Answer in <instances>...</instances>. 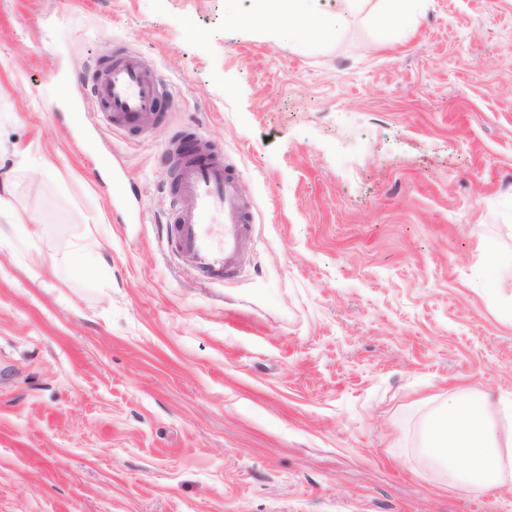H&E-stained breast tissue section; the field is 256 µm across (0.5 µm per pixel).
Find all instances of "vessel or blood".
<instances>
[{
    "instance_id": "b4317fda",
    "label": "vessel or blood",
    "mask_w": 512,
    "mask_h": 512,
    "mask_svg": "<svg viewBox=\"0 0 512 512\" xmlns=\"http://www.w3.org/2000/svg\"><path fill=\"white\" fill-rule=\"evenodd\" d=\"M161 77L131 55L95 66L91 101L115 129L144 132L159 110ZM175 168L167 237L197 272L223 281L239 266L240 248L252 215L240 196L238 174L217 147L202 144L192 132L166 146Z\"/></svg>"
}]
</instances>
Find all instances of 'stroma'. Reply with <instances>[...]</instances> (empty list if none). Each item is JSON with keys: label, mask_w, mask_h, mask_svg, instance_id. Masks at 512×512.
<instances>
[{"label": "stroma", "mask_w": 512, "mask_h": 512, "mask_svg": "<svg viewBox=\"0 0 512 512\" xmlns=\"http://www.w3.org/2000/svg\"><path fill=\"white\" fill-rule=\"evenodd\" d=\"M300 38L256 0H0V512H512L421 448L449 397L512 401V0H386ZM167 92L106 128L95 64ZM252 214L212 283L163 232L182 129ZM84 246L74 256L73 242Z\"/></svg>", "instance_id": "obj_1"}]
</instances>
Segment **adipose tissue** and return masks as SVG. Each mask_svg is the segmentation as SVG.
<instances>
[{
    "instance_id": "adipose-tissue-1",
    "label": "adipose tissue",
    "mask_w": 512,
    "mask_h": 512,
    "mask_svg": "<svg viewBox=\"0 0 512 512\" xmlns=\"http://www.w3.org/2000/svg\"><path fill=\"white\" fill-rule=\"evenodd\" d=\"M307 0H261L263 16H288L311 33L337 29L338 21L313 14ZM503 405L483 393L449 403L428 425L425 458L449 484L486 492L501 487L512 470V447L502 445L497 416Z\"/></svg>"
}]
</instances>
